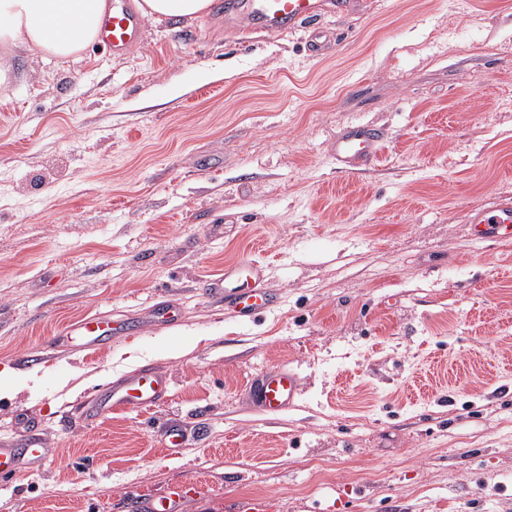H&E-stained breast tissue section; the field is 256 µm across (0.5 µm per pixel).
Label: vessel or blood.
<instances>
[{"mask_svg": "<svg viewBox=\"0 0 512 512\" xmlns=\"http://www.w3.org/2000/svg\"><path fill=\"white\" fill-rule=\"evenodd\" d=\"M346 3L347 0H224V18L245 31L280 35L296 28L302 20L341 11ZM145 27L146 21L132 0H113L102 19L96 44L113 59H123L142 44ZM384 139V130L374 125L357 123L346 127L334 145L337 173L350 176L372 168ZM470 222L477 231L478 241H489L500 227L512 225V201L477 211ZM203 291L223 300L225 311L244 323L273 311L282 302L280 294L266 285L265 267L244 261L225 265L222 274L205 281ZM127 332L123 323L104 316H88L60 329L49 344L54 348L83 351L105 347L113 337ZM248 390L252 403L269 414L287 410L302 394L298 374L285 366L255 376ZM170 393L169 377L154 366H143L102 389L98 408L87 409L86 416L95 418L102 408L148 409L164 403ZM51 454L34 417L22 415L12 445L0 446V483L38 472ZM199 493L197 482L184 481L164 496L144 498L131 490L127 499L133 512H179L181 501ZM224 512H278V508L272 498L258 495L225 500Z\"/></svg>", "mask_w": 512, "mask_h": 512, "instance_id": "b4317fda", "label": "vessel or blood"}]
</instances>
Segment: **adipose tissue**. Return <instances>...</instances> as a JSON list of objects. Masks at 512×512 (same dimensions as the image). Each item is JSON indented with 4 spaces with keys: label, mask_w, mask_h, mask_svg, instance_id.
Instances as JSON below:
<instances>
[{
    "label": "adipose tissue",
    "mask_w": 512,
    "mask_h": 512,
    "mask_svg": "<svg viewBox=\"0 0 512 512\" xmlns=\"http://www.w3.org/2000/svg\"><path fill=\"white\" fill-rule=\"evenodd\" d=\"M212 0H142L141 13L155 21L195 19ZM107 0H0V85L12 76L11 51L18 46L63 62L95 42Z\"/></svg>",
    "instance_id": "adipose-tissue-1"
}]
</instances>
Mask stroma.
<instances>
[{
  "label": "stroma",
  "mask_w": 512,
  "mask_h": 512,
  "mask_svg": "<svg viewBox=\"0 0 512 512\" xmlns=\"http://www.w3.org/2000/svg\"><path fill=\"white\" fill-rule=\"evenodd\" d=\"M319 27V57L308 25L244 33L214 10L148 21L122 61L14 50L0 442L26 411L52 456L0 486V512H128L129 489L190 479L203 494L182 512L253 495L279 512H512V244L468 224L512 200V0H358ZM354 123L387 138L343 179L333 146ZM237 261L266 266L280 308L241 324L203 294ZM164 297L182 307L172 327L154 320ZM93 315L134 332L49 347ZM146 364L171 379L164 404L84 418ZM280 365L302 396L271 417L247 385ZM169 420L189 431L182 454L160 447Z\"/></svg>",
  "instance_id": "stroma-1"
}]
</instances>
